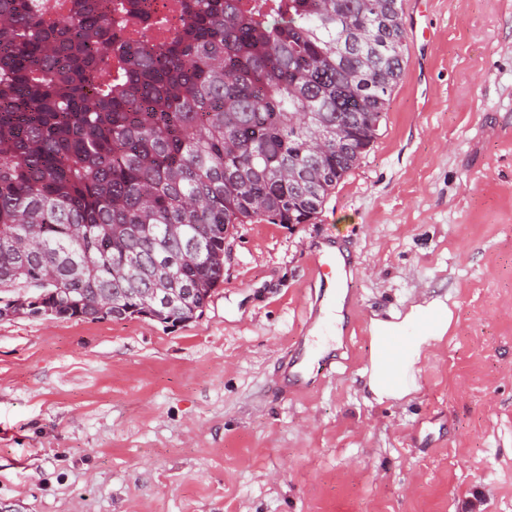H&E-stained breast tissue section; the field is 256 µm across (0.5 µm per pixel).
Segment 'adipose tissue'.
Masks as SVG:
<instances>
[{
    "label": "adipose tissue",
    "mask_w": 512,
    "mask_h": 512,
    "mask_svg": "<svg viewBox=\"0 0 512 512\" xmlns=\"http://www.w3.org/2000/svg\"><path fill=\"white\" fill-rule=\"evenodd\" d=\"M454 312L442 296H424L406 313L373 314L364 389L376 403L400 402L418 390V365L448 335Z\"/></svg>",
    "instance_id": "1"
}]
</instances>
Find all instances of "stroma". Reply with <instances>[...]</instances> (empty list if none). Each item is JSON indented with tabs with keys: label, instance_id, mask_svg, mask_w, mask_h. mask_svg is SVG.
Segmentation results:
<instances>
[{
	"label": "stroma",
	"instance_id": "obj_1",
	"mask_svg": "<svg viewBox=\"0 0 512 512\" xmlns=\"http://www.w3.org/2000/svg\"><path fill=\"white\" fill-rule=\"evenodd\" d=\"M378 136L303 224L238 225L195 321L0 320V502L21 512H512V0H403ZM349 253L333 376L273 387ZM448 296L409 402L368 401L369 320ZM314 274L320 275L321 278L327 275L329 278L335 277V288L336 283L341 287L343 282L342 269L336 262V256L332 253H318L314 256ZM328 269V272L324 273L323 270Z\"/></svg>",
	"mask_w": 512,
	"mask_h": 512
}]
</instances>
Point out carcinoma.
Instances as JSON below:
<instances>
[{
    "label": "carcinoma",
    "instance_id": "obj_1",
    "mask_svg": "<svg viewBox=\"0 0 512 512\" xmlns=\"http://www.w3.org/2000/svg\"><path fill=\"white\" fill-rule=\"evenodd\" d=\"M178 2L166 38L130 40L165 23L149 0H0V309L192 322L237 225L306 223L372 148L402 0Z\"/></svg>",
    "mask_w": 512,
    "mask_h": 512
}]
</instances>
